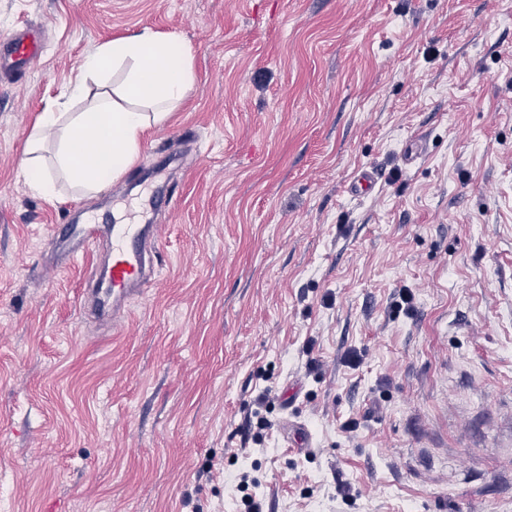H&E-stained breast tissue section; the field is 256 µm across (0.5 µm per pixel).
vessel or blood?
I'll list each match as a JSON object with an SVG mask.
<instances>
[{"mask_svg":"<svg viewBox=\"0 0 512 512\" xmlns=\"http://www.w3.org/2000/svg\"><path fill=\"white\" fill-rule=\"evenodd\" d=\"M41 54L24 31L12 30L0 36V71L31 67ZM58 236L71 254H83L95 248L99 230L90 222L69 224L60 229ZM159 240V227L155 224L113 225L112 260L92 271L95 287L87 298L88 314L101 320L112 319L132 296L141 293L154 273L150 249Z\"/></svg>","mask_w":512,"mask_h":512,"instance_id":"obj_1","label":"vessel or blood"}]
</instances>
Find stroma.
I'll return each mask as SVG.
<instances>
[{"instance_id": "obj_1", "label": "stroma", "mask_w": 512, "mask_h": 512, "mask_svg": "<svg viewBox=\"0 0 512 512\" xmlns=\"http://www.w3.org/2000/svg\"><path fill=\"white\" fill-rule=\"evenodd\" d=\"M23 25L44 53L0 73V512H243L242 471L264 512H512V0H0V34ZM146 28L189 47L192 90L113 185L33 196L39 113ZM156 190V281L88 316L100 255L54 230L143 223Z\"/></svg>"}]
</instances>
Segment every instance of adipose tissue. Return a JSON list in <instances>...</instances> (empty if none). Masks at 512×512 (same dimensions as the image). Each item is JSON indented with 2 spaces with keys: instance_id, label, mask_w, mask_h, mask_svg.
I'll return each instance as SVG.
<instances>
[{
  "instance_id": "1",
  "label": "adipose tissue",
  "mask_w": 512,
  "mask_h": 512,
  "mask_svg": "<svg viewBox=\"0 0 512 512\" xmlns=\"http://www.w3.org/2000/svg\"><path fill=\"white\" fill-rule=\"evenodd\" d=\"M78 70L62 96L69 103L84 100L95 84L100 91L93 106L69 114L46 108L18 165L28 190L45 199L58 195L55 179L36 158L47 139L56 141L58 169L84 194H96L135 164L144 136L167 121L195 83L189 48L149 29L97 46Z\"/></svg>"
}]
</instances>
